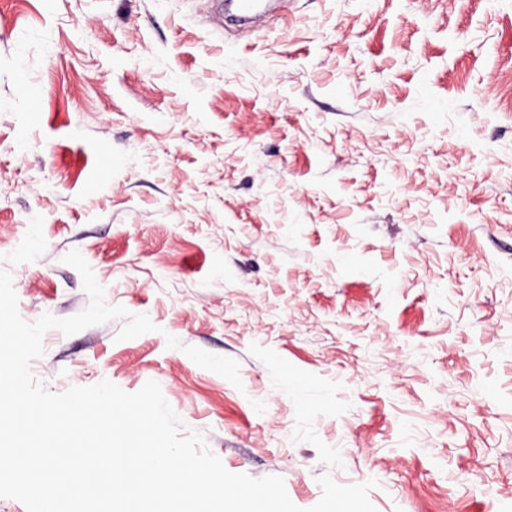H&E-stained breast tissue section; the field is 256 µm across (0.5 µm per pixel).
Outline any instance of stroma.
Here are the masks:
<instances>
[{"label":"stroma","instance_id":"1","mask_svg":"<svg viewBox=\"0 0 512 512\" xmlns=\"http://www.w3.org/2000/svg\"><path fill=\"white\" fill-rule=\"evenodd\" d=\"M212 9L0 0L19 314L88 306L76 250L157 326L50 329L34 375L157 381L304 510L328 476L377 512H512V0H285L258 31Z\"/></svg>","mask_w":512,"mask_h":512}]
</instances>
